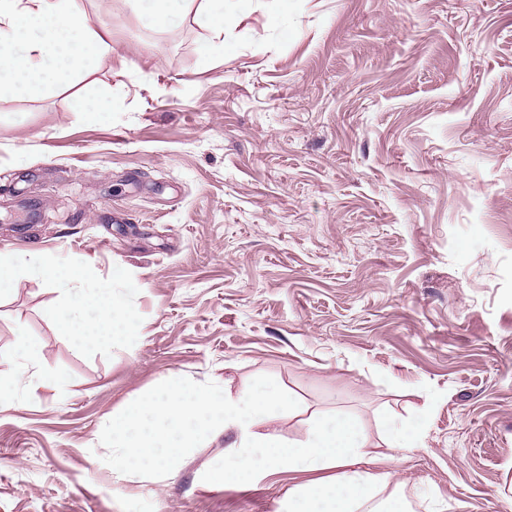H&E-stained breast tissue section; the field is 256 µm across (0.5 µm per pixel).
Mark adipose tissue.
Instances as JSON below:
<instances>
[{"mask_svg":"<svg viewBox=\"0 0 512 512\" xmlns=\"http://www.w3.org/2000/svg\"><path fill=\"white\" fill-rule=\"evenodd\" d=\"M148 15L165 27L181 12L192 14L208 37L202 56L224 48V0H147ZM112 31L92 25L77 0H0V92L34 94L51 83L88 73L111 53ZM75 308L58 311L62 329L79 343L103 336L127 337L136 330L131 313L113 298L109 285L83 290ZM275 388L258 386L239 398L187 391L178 382L160 383L152 393L112 418V474H156L176 470L198 438L218 431L233 434L224 465L209 483L254 481L268 472L315 473V480L291 486L280 512H407L398 494L377 500L393 480L401 453L420 447L425 419L392 424L388 453L367 456L358 423L346 415L319 416L303 440L285 442L261 433L268 416L294 408Z\"/></svg>","mask_w":512,"mask_h":512,"instance_id":"ef3b65f1","label":"adipose tissue"}]
</instances>
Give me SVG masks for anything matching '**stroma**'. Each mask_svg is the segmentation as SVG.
<instances>
[{"label": "stroma", "instance_id": "35a3bbf8", "mask_svg": "<svg viewBox=\"0 0 512 512\" xmlns=\"http://www.w3.org/2000/svg\"><path fill=\"white\" fill-rule=\"evenodd\" d=\"M81 5L111 54L0 94V255L79 265L138 330L78 345L66 293L13 276L0 368L32 376L0 407V512H278L287 475L207 484L227 435L113 479V414L171 376L278 386L286 440L345 413L380 452L425 416L410 512H512V0H243L207 60L191 15Z\"/></svg>", "mask_w": 512, "mask_h": 512}]
</instances>
